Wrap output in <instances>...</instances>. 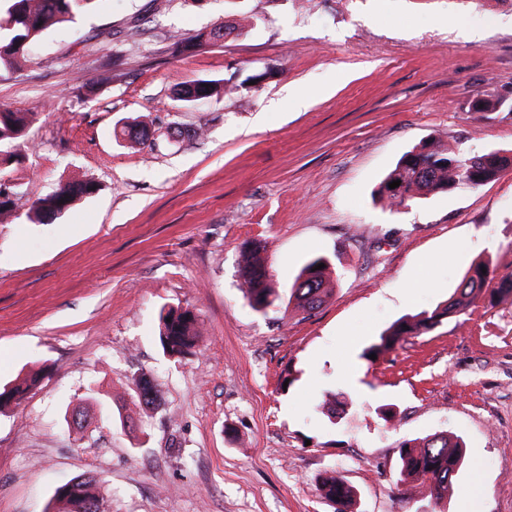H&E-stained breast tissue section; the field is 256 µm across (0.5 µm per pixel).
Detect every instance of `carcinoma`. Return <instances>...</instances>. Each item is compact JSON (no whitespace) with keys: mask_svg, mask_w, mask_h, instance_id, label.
Instances as JSON below:
<instances>
[{"mask_svg":"<svg viewBox=\"0 0 512 512\" xmlns=\"http://www.w3.org/2000/svg\"><path fill=\"white\" fill-rule=\"evenodd\" d=\"M5 11H0V70L16 71L28 60V48L56 25L69 23L75 17L92 12L99 0H7ZM254 26L248 23H226L209 31L196 34L183 33L174 37L177 52H189L203 44L217 43L230 37H239ZM236 87L217 80H197L176 91L179 101H206L232 93ZM480 100L484 112H505L512 115V104L501 99L498 92L482 94ZM33 113L14 112L0 107V146H21ZM123 136L134 144L152 148L159 139L157 131L138 121L123 128ZM512 162V157L498 156L490 151L479 156L465 157L451 145L437 139L422 140L405 152L395 167L380 183L376 194L387 207L394 209L429 195L444 194L461 183L473 187L483 186L496 180L501 166ZM400 181L399 187L389 188V183ZM0 220H14V186L1 190ZM97 191L92 180H77L59 185L55 190L38 199L29 219L44 224L66 212L75 201ZM265 245L254 241L243 254L239 288L252 309L264 312L278 299L272 287L263 252ZM324 268L317 270L315 266ZM333 262L326 256L309 259L300 270L291 288L295 308L311 311L320 307L333 291L328 271ZM497 281L490 292V301L512 300V275L496 277L489 262L473 263L448 299L430 312L407 315L394 322L378 339L366 347L362 357L379 355L395 344L414 336L430 332L444 320L453 317L476 303L486 292V286ZM197 315L190 309L174 310L160 314L159 341L165 354L183 356L195 346L197 339ZM41 374L34 373L21 382L0 387V410L21 399L34 386ZM135 405L142 410L159 406V390L147 381L138 384ZM464 457V444L459 438L446 434L406 439L400 444V481H416L431 499L439 502L448 497L456 480ZM321 495L339 505L338 512H349L353 491L345 480L336 475L322 479ZM47 512H100L98 481L93 477H77L61 486L54 493Z\"/></svg>","mask_w":512,"mask_h":512,"instance_id":"carcinoma-1","label":"carcinoma"}]
</instances>
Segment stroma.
Returning a JSON list of instances; mask_svg holds the SVG:
<instances>
[{"label": "stroma", "mask_w": 512, "mask_h": 512, "mask_svg": "<svg viewBox=\"0 0 512 512\" xmlns=\"http://www.w3.org/2000/svg\"><path fill=\"white\" fill-rule=\"evenodd\" d=\"M249 16L239 38L173 52L174 35ZM29 57L0 71V106L33 115L21 162L0 171L18 186L0 224V386L44 376L0 414V512H46L83 474L101 512H336L317 490L332 471L350 512H512V301L362 356L474 260L512 275V171L395 211L374 197L424 139L512 151V116L469 109L512 89V0H99ZM195 79L235 91L178 101ZM135 119L204 134L132 148L117 132ZM85 179L95 194L29 221ZM252 239L281 297L264 313L238 288ZM316 255L333 257L335 290L303 313L287 299ZM180 306L201 340L177 359L158 325ZM141 374L158 410L131 403ZM435 433L466 444L438 504L397 481L400 443ZM92 180H77L59 185L55 190L38 199L29 219L34 223L51 222L66 212L75 201L97 191ZM63 200V204H60Z\"/></svg>", "instance_id": "35a3bbf8"}]
</instances>
